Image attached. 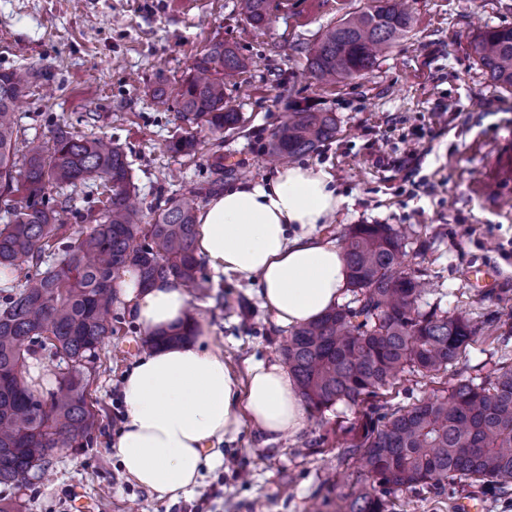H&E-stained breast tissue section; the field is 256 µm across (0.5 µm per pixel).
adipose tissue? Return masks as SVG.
<instances>
[{"label":"adipose tissue","instance_id":"1","mask_svg":"<svg viewBox=\"0 0 512 512\" xmlns=\"http://www.w3.org/2000/svg\"><path fill=\"white\" fill-rule=\"evenodd\" d=\"M317 165H290L270 181H249L210 198L198 211L196 249L214 275L259 283L264 308L283 328L313 321L342 302L346 258L317 229L344 199ZM142 332L184 327L189 300L169 282L140 287L135 272L118 281ZM193 340L140 357L122 384L123 421L111 446L127 479L161 498L178 499L219 459L216 445L251 426L269 441L298 433L306 412L291 375L276 358L238 378L198 323Z\"/></svg>","mask_w":512,"mask_h":512}]
</instances>
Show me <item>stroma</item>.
<instances>
[{
    "label": "stroma",
    "instance_id": "stroma-1",
    "mask_svg": "<svg viewBox=\"0 0 512 512\" xmlns=\"http://www.w3.org/2000/svg\"><path fill=\"white\" fill-rule=\"evenodd\" d=\"M271 21L248 25L240 0H0V69L35 66L47 87L34 89L18 113L27 137L51 140L56 122L120 143L132 163L144 206L165 205L209 180L213 153L233 173L225 186L270 180L279 166L265 154L271 135L295 105L336 115L335 140L300 157L320 165L345 199L324 238L343 243L353 224L408 227L403 270L426 284L419 305L465 315L479 329L435 376L404 372L363 410L338 403L308 418L299 433L274 443L251 426L220 444L222 464L204 468L189 495L161 499L128 481L111 451L122 423L121 386L143 352L144 335L123 301L112 316L91 374L89 399L98 411L90 447L56 453L32 487L20 492L21 512H336L363 484L356 459L343 448L371 420L406 409L460 380L487 383L512 366V179L496 175L498 150L512 141V94L491 87L472 54L480 30L512 27V0H409L413 26L376 67L327 85L308 68L320 32L372 0H272ZM234 44L249 65L225 96L240 112L238 129L214 134L158 111L150 93L158 78L177 88L213 38ZM194 135V157L166 145ZM490 274L488 283L477 271ZM201 277L209 287L191 308L238 376L276 356L287 334L258 296L257 286ZM392 512H512V501L462 484L453 494L392 492Z\"/></svg>",
    "mask_w": 512,
    "mask_h": 512
}]
</instances>
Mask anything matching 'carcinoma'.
I'll return each instance as SVG.
<instances>
[{
  "label": "carcinoma",
  "mask_w": 512,
  "mask_h": 512,
  "mask_svg": "<svg viewBox=\"0 0 512 512\" xmlns=\"http://www.w3.org/2000/svg\"><path fill=\"white\" fill-rule=\"evenodd\" d=\"M255 29L270 20L271 0H241ZM406 0L375 6L320 34L309 57L315 77L334 84L372 69L380 54L408 31ZM476 63L496 89L512 93V27L487 28L472 40ZM237 48L214 38L195 57L176 95L160 83L151 104L169 108L213 133L233 129L240 113L224 86L246 69ZM42 74L33 67L0 70V189L21 200L5 209L0 226V268L14 274L0 289V486L33 485L57 448H83L96 422L87 387L103 339L114 333L113 285L128 268L142 286L158 281L203 288L195 254L196 198L224 184V156L211 167L216 178L190 196L171 198L148 220L135 201L131 161L114 140L78 135L57 125L52 147L23 139L16 108ZM336 115L297 105L268 141V152L292 160L336 138ZM192 136L168 149L196 154ZM108 191L102 207L83 214L87 227L62 245L73 197L90 179ZM65 195L59 201L47 188ZM408 233L388 224H354L345 238L352 299L317 320L289 331L280 347L306 407L319 412L338 402L355 407L405 371L434 376L448 369L479 328L461 314L425 312L415 278L397 272ZM190 329L159 333L145 345L179 344ZM57 362L58 388L45 391L27 377L29 360ZM359 456L365 485L336 512H387L388 495L417 487L437 493L469 480L489 491L512 488V368L490 386L459 381L408 409L383 416L347 448Z\"/></svg>",
  "instance_id": "obj_1"
}]
</instances>
